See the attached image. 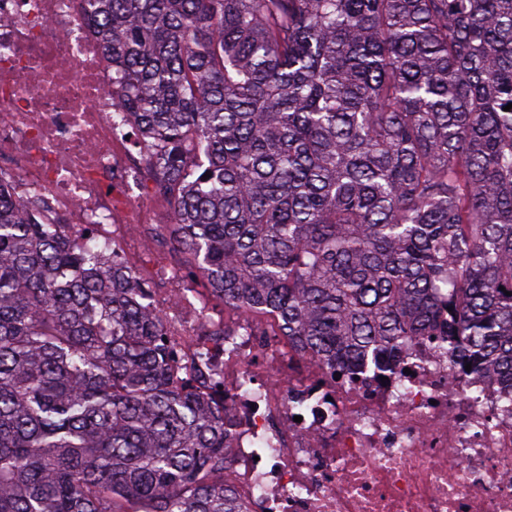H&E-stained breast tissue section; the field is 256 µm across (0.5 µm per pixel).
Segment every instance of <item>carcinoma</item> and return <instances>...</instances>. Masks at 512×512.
<instances>
[{
	"instance_id": "obj_1",
	"label": "carcinoma",
	"mask_w": 512,
	"mask_h": 512,
	"mask_svg": "<svg viewBox=\"0 0 512 512\" xmlns=\"http://www.w3.org/2000/svg\"><path fill=\"white\" fill-rule=\"evenodd\" d=\"M84 2L225 306L344 380L421 339L512 383V0ZM135 278L0 187V512H242Z\"/></svg>"
}]
</instances>
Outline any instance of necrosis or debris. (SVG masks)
I'll return each instance as SVG.
<instances>
[{
  "label": "necrosis or debris",
  "instance_id": "necrosis-or-debris-1",
  "mask_svg": "<svg viewBox=\"0 0 512 512\" xmlns=\"http://www.w3.org/2000/svg\"><path fill=\"white\" fill-rule=\"evenodd\" d=\"M112 112V65L83 0H0V167L10 192L49 198L72 237L94 230L151 287L184 364L220 379L235 431L233 489L250 512H512V397L493 377L452 371L447 351L416 341L361 363L351 382L293 357L287 337L224 317L191 294L190 277L131 228L152 223L142 166ZM196 335H189V328Z\"/></svg>",
  "mask_w": 512,
  "mask_h": 512
}]
</instances>
